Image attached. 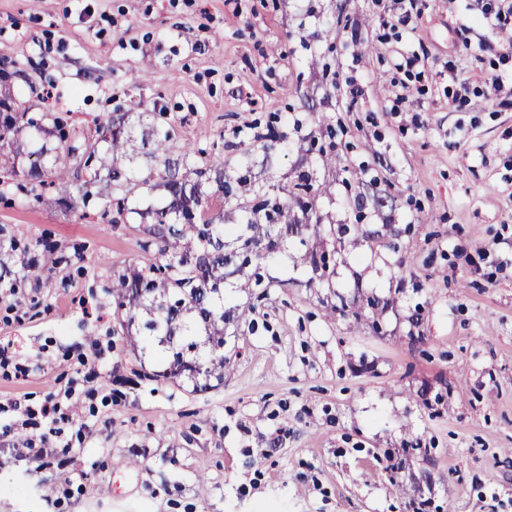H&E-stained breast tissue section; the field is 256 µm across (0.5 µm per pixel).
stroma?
Listing matches in <instances>:
<instances>
[{
  "label": "stroma",
  "mask_w": 512,
  "mask_h": 512,
  "mask_svg": "<svg viewBox=\"0 0 512 512\" xmlns=\"http://www.w3.org/2000/svg\"><path fill=\"white\" fill-rule=\"evenodd\" d=\"M0 60L23 108L71 113L72 144L137 111L223 156L228 182L251 156L225 223L309 172L320 225L264 267V298L231 278L224 382L204 388L162 378L116 320L162 190L112 224L95 197L0 201L8 267L44 269L0 296V512H512V0H0ZM345 224L397 229L396 251ZM310 247L335 251L329 277ZM358 295L379 332L329 314ZM17 402L69 415L53 457L28 458Z\"/></svg>",
  "instance_id": "obj_1"
}]
</instances>
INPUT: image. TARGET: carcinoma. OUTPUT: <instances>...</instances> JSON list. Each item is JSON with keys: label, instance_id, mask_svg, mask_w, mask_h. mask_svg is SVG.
<instances>
[{"label": "carcinoma", "instance_id": "1", "mask_svg": "<svg viewBox=\"0 0 512 512\" xmlns=\"http://www.w3.org/2000/svg\"><path fill=\"white\" fill-rule=\"evenodd\" d=\"M67 119L53 113L36 118L27 112H14L0 119V141L21 154V141L47 135L58 138L52 148L43 144L27 153V181H38L55 189V197L47 203L73 207L74 195L82 201L91 192L76 183L89 163L103 164L97 143L82 147L67 144ZM100 141L107 151L122 154L131 134L124 117L107 114L97 122ZM143 146L151 161L148 172L136 176L120 167L107 168L105 176L94 172L93 181L103 183L97 195L103 201L104 213L112 206L122 208L125 196L135 189H148L159 182L167 191L164 205L147 211L152 222L143 229L145 238L140 247L154 252L155 262L148 273L133 272L113 281L117 307L129 306L134 313L122 321V326L138 323V333L148 342L162 348L167 355L168 369L162 376L195 378L204 374L217 383H224V284L225 280L253 264L273 261L284 254L280 233L259 231L253 222L258 212L271 209L266 218H281L300 203L299 192L311 190L312 178L298 175L296 193L291 201L274 204L264 199L254 205L241 203L244 209L241 230V251L224 252V200L232 188L224 181V158L211 156L197 162L199 151L187 143L180 148L181 164L197 176L193 183L182 178L170 162L172 134L168 129H152L144 133ZM73 166H68V160ZM380 301L374 296L346 302L330 309L343 316L365 320L366 310L377 313Z\"/></svg>", "mask_w": 512, "mask_h": 512}]
</instances>
